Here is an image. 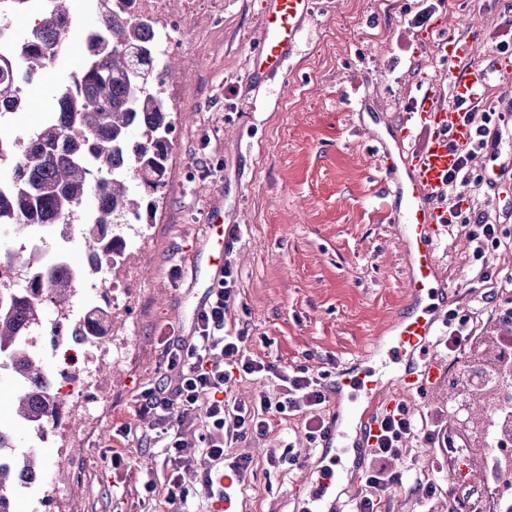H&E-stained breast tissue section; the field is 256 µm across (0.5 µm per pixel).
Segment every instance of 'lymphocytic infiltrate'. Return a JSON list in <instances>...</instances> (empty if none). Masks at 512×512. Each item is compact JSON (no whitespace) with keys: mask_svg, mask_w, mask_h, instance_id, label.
<instances>
[{"mask_svg":"<svg viewBox=\"0 0 512 512\" xmlns=\"http://www.w3.org/2000/svg\"><path fill=\"white\" fill-rule=\"evenodd\" d=\"M451 104L471 123L473 135L461 153L458 168L448 176L449 185L469 181L480 190L494 188L496 174L491 165L512 153V123L492 109L476 112L474 104L463 98H453ZM448 207L455 218V232L465 235L478 262V280L492 282L493 273L480 261L486 247L497 243L498 225L477 213L473 200L457 194H449ZM237 282L234 268L225 266L196 317L193 336L168 347L164 378L145 388L137 405L138 414L152 417L162 430L161 453L168 469L166 501L175 512H184L192 494L230 499L231 489L241 486L251 472L252 460L246 454L230 455L227 449L248 437L264 435L270 416L301 417L313 442L321 438L325 426L329 395L323 374L306 367L279 369L249 352L244 332L227 330L226 313L239 295ZM488 306L496 321L512 327V307L495 305L493 291H471L466 308L448 314L444 346L450 358H457L476 335L478 315ZM250 376L274 377L279 395L262 393L247 402L233 397L237 380ZM418 434L429 442L437 436L435 430L420 429L405 405L383 415L363 485L351 499L349 512H379L383 501L408 484L423 497L432 496V484L414 482V469L405 462L406 442ZM190 469L196 472V485L191 490L183 481L184 472Z\"/></svg>","mask_w":512,"mask_h":512,"instance_id":"1","label":"lymphocytic infiltrate"}]
</instances>
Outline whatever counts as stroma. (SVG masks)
I'll return each instance as SVG.
<instances>
[{
	"instance_id": "obj_1",
	"label": "stroma",
	"mask_w": 512,
	"mask_h": 512,
	"mask_svg": "<svg viewBox=\"0 0 512 512\" xmlns=\"http://www.w3.org/2000/svg\"><path fill=\"white\" fill-rule=\"evenodd\" d=\"M441 16L447 30L471 28L478 51L496 52L512 37V0H312L298 52L282 74L262 85L247 79L249 54L261 26V0H223L217 12L174 0L172 14L188 34L173 56L167 97L177 113L166 187L147 232L128 245L129 257L112 283V341L120 349L96 379L79 377L68 401L96 406V422L47 429L39 454L49 462L39 498L19 492L17 512H171L159 432L136 414L141 391L165 374L169 341L194 331L190 303L210 283L193 261L205 243L211 205L240 225L224 256L238 274L240 295L228 326L245 330L248 349L282 368L331 373L363 356L403 311L401 249L377 193V145L355 112L358 99L390 122L402 120L421 80L447 76L436 48L422 45L408 19L422 9ZM49 87L28 86L21 112L7 125L25 133L47 116ZM478 207L500 226V243L484 264L512 275V179ZM436 254L465 308L477 287L464 236L441 238ZM443 370L430 396H409L413 415L447 420L458 365L442 349ZM470 458L449 464L423 437L409 439V455L437 487L426 512H448V498L481 490L512 498L485 466L486 446L467 432ZM253 472L235 512H296L304 499L301 460L314 450L300 418L271 417L266 434L239 442ZM290 460L270 468L273 451ZM156 489L147 493L146 478Z\"/></svg>"
}]
</instances>
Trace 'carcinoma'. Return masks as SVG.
<instances>
[{"label": "carcinoma", "mask_w": 512, "mask_h": 512, "mask_svg": "<svg viewBox=\"0 0 512 512\" xmlns=\"http://www.w3.org/2000/svg\"><path fill=\"white\" fill-rule=\"evenodd\" d=\"M96 2L97 25L80 39L70 35L73 16L66 0H44L31 37L16 48L0 47V109L14 113L23 106L16 96L19 83L43 77L70 57L81 62L71 82L52 91L46 122L37 131L25 138L0 132L1 143L18 145L12 162L0 166V183L9 187L0 192V225L25 235L35 224L53 230L80 224L88 268L95 267L109 226L139 222L142 212L154 210L147 197L165 184L174 130L169 102L152 87L149 20L114 10L109 0ZM0 264L18 269L24 281L20 288L0 282V372L8 370L16 379L14 416L55 426L59 405L47 365L21 336L50 322L47 307L75 296L73 269L66 262L37 269L36 257L21 248H1ZM67 333L75 342L98 344L112 335V309L95 308L89 323H75ZM469 377L475 385L464 397L456 394L450 429L466 428L459 414L467 407L481 415L486 434L512 426V401L492 408L501 389H512V359H470L456 386ZM42 477V460L33 451L20 461L0 459V512H16L17 488Z\"/></svg>", "instance_id": "obj_1"}]
</instances>
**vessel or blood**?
Masks as SVG:
<instances>
[{
  "mask_svg": "<svg viewBox=\"0 0 512 512\" xmlns=\"http://www.w3.org/2000/svg\"><path fill=\"white\" fill-rule=\"evenodd\" d=\"M311 12V0H263L262 28L250 58L248 77L262 83L282 71L296 54L303 22ZM423 43L437 46L448 61L454 76L450 87L440 80L422 84L411 110L402 121L380 126L371 120L379 152L383 190L381 197L397 228L405 259L407 305L394 327L379 339L392 370L364 365L354 360L338 365L326 382L328 394L336 401H347L348 421L337 415L326 420L320 440V464L305 472L311 512H341L344 486L333 468L351 447L373 448L379 432L375 416L380 409L394 408L388 373H396L399 389L408 392L430 391L438 371L432 355L434 339L447 321L448 291L436 256V245L448 233L449 213L443 203L448 174L458 165V147L469 143L472 129L459 112L443 102L445 94L466 95L489 85L492 73H512V58L474 56L473 35L453 34L441 21L422 31ZM421 129V147L411 145L414 129ZM209 247L203 257L215 272H222L228 236L224 212L211 208L208 215Z\"/></svg>",
  "mask_w": 512,
  "mask_h": 512,
  "instance_id": "1",
  "label": "vessel or blood"
}]
</instances>
